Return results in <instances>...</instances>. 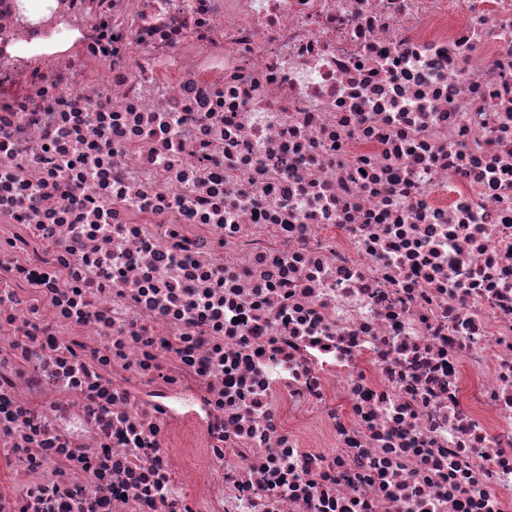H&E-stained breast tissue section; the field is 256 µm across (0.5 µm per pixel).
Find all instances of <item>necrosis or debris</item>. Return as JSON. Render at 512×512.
Returning a JSON list of instances; mask_svg holds the SVG:
<instances>
[{"instance_id": "1", "label": "necrosis or debris", "mask_w": 512, "mask_h": 512, "mask_svg": "<svg viewBox=\"0 0 512 512\" xmlns=\"http://www.w3.org/2000/svg\"><path fill=\"white\" fill-rule=\"evenodd\" d=\"M0 0V512H512V0Z\"/></svg>"}]
</instances>
